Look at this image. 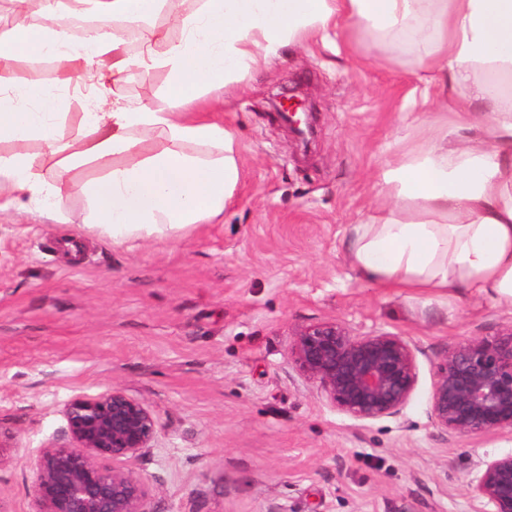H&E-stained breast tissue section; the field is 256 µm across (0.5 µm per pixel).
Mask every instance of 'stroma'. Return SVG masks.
I'll list each match as a JSON object with an SVG mask.
<instances>
[{
    "mask_svg": "<svg viewBox=\"0 0 512 512\" xmlns=\"http://www.w3.org/2000/svg\"><path fill=\"white\" fill-rule=\"evenodd\" d=\"M416 69L345 29L284 47L224 95L242 177L214 223L117 243L84 228L76 195L67 224L0 210V512H32L33 462L67 442L66 403L111 385L160 421L128 464L148 512H483L469 485L512 434H443L429 397L449 348L496 337L512 310L376 288L346 251L388 161L419 140ZM166 85L132 71L119 89L157 102ZM292 86L315 108L307 156L269 108ZM324 320L416 346L398 416L345 415L295 369L293 330Z\"/></svg>",
    "mask_w": 512,
    "mask_h": 512,
    "instance_id": "stroma-1",
    "label": "stroma"
}]
</instances>
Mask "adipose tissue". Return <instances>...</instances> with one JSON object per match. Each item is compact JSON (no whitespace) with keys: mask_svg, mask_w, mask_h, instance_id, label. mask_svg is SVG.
Segmentation results:
<instances>
[{"mask_svg":"<svg viewBox=\"0 0 512 512\" xmlns=\"http://www.w3.org/2000/svg\"><path fill=\"white\" fill-rule=\"evenodd\" d=\"M25 3L39 23L0 28V197L18 214L43 206L67 223L65 202L77 192L86 226L118 243L215 220L241 162L223 119L193 104L282 47L345 27L413 55L446 109L419 114L421 142L383 175L387 206L352 225L353 269L431 302L464 291L512 309V0H68L96 19L80 30L58 23V0ZM130 31L144 40L139 52ZM22 56L55 62L65 86L79 73L103 86L134 69L162 70L165 100L114 98L111 111L80 113L83 134L68 140L60 98L13 78Z\"/></svg>","mask_w":512,"mask_h":512,"instance_id":"obj_1","label":"adipose tissue"}]
</instances>
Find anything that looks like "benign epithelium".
Instances as JSON below:
<instances>
[{"label":"benign epithelium","mask_w":512,"mask_h":512,"mask_svg":"<svg viewBox=\"0 0 512 512\" xmlns=\"http://www.w3.org/2000/svg\"><path fill=\"white\" fill-rule=\"evenodd\" d=\"M271 111L309 149L314 107L299 89L276 96ZM292 336L295 368L341 413L372 421L396 416L408 403L417 365L414 347L402 337L355 335L334 320L298 327ZM64 415L68 442L43 448L35 461L33 512H146L145 480L101 460L133 459L152 447L159 430L154 412L113 385L71 399ZM430 417L447 435L512 433V326L493 339L468 338L448 350L436 366ZM471 487L484 500V512H512V453L486 461Z\"/></svg>","instance_id":"obj_1"}]
</instances>
